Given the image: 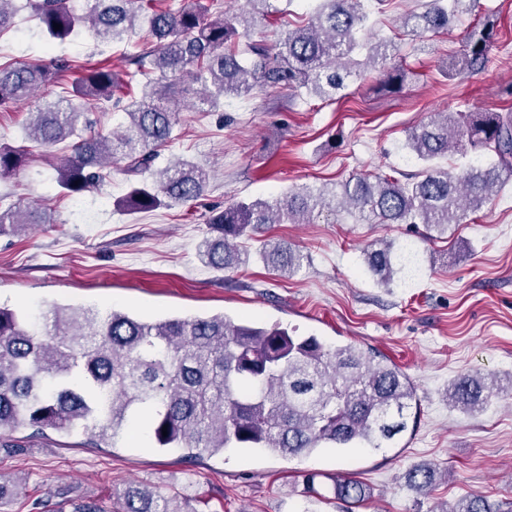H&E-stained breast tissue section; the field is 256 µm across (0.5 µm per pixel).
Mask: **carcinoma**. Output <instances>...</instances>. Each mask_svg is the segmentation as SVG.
Returning a JSON list of instances; mask_svg holds the SVG:
<instances>
[{
	"mask_svg": "<svg viewBox=\"0 0 512 512\" xmlns=\"http://www.w3.org/2000/svg\"><path fill=\"white\" fill-rule=\"evenodd\" d=\"M15 0H0V33L14 20ZM274 0H245L246 11L266 17L277 11ZM477 0H428L425 9L408 13L402 27L411 33L448 30ZM52 40L63 41L85 29L102 42L120 44L146 25L150 50L127 58L119 80L105 62L84 65L72 87L62 82L73 63H0V109L32 97L44 87H58L57 99L32 113L29 138L46 148L67 144L65 162L55 182L65 196L96 189L122 162L135 176L153 173L159 151L173 138L179 112L188 103L197 112H215L228 96L254 87L306 89L332 99L369 69L384 70L381 82L401 84L404 71L385 69L395 43H369L364 63L353 53L364 47L361 34L369 14L362 0H320L307 25L285 32L275 44L250 38L238 26L243 16L224 12L208 20L209 4L174 11L163 0H89L76 9L72 0H26ZM59 24L56 30L53 24ZM490 34L473 28L464 45L473 70L487 61ZM146 79L140 83V79ZM142 94L131 99L133 85ZM112 103L127 126L104 132L80 118L88 101ZM481 159L461 175L438 161L465 147ZM405 147L426 166L404 179L376 172L352 175L336 188L308 185L273 201L232 203L208 217L216 236L202 244V256L217 271L242 264L238 239L263 232L269 224H310L325 208L345 212L359 223L424 224L440 233L463 222L468 211L492 203L512 182V112H437L412 129ZM23 148L0 146V179L27 163ZM210 173L177 159L150 182L130 186L124 205L151 211L193 202L204 195ZM38 209L0 205V234L29 224H48ZM260 253L273 270L291 275L303 255L284 240L262 242ZM365 263L378 284L388 286L413 263L404 245L375 239L363 249ZM26 313L0 307V447L16 448L10 438L20 427L39 432L80 429L97 443L114 448L138 428L148 447L178 450L201 460L235 449L270 451L282 458L311 455L327 448H393L416 423L415 390L410 378L371 347L326 344L298 336L279 324L225 314L182 318L167 315L143 320L113 308L64 307ZM494 383L463 373L448 388L452 406L481 409ZM167 435H162V428ZM441 478L431 466L405 473L406 483L426 495ZM370 496V488L349 474L330 478L320 497L349 505ZM122 512H194L188 502L157 490L128 487ZM437 512H494L482 497H472Z\"/></svg>",
	"mask_w": 512,
	"mask_h": 512,
	"instance_id": "obj_1",
	"label": "carcinoma"
}]
</instances>
